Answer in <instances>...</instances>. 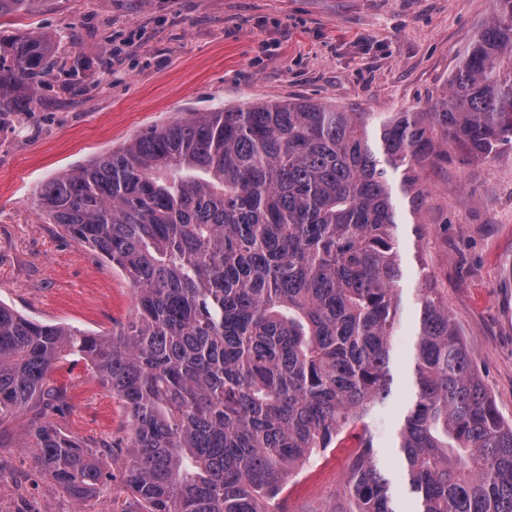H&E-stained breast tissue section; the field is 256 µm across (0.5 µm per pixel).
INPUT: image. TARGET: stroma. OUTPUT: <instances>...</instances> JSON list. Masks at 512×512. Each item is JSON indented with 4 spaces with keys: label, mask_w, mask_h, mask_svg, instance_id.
I'll use <instances>...</instances> for the list:
<instances>
[{
    "label": "stroma",
    "mask_w": 512,
    "mask_h": 512,
    "mask_svg": "<svg viewBox=\"0 0 512 512\" xmlns=\"http://www.w3.org/2000/svg\"><path fill=\"white\" fill-rule=\"evenodd\" d=\"M492 0H35L0 19V34L48 33L67 63H86L85 89L70 100L59 82L35 111L0 128V301L46 323L96 334L126 322L129 282L94 251L46 223L35 201L57 172L86 163L161 125L250 100H308L347 112H405L445 91L492 14ZM421 243L401 229L407 281L392 338L396 383L407 381L415 340L419 268L435 278L474 368L499 414L512 420V143L495 156L453 158L423 174ZM66 389L54 422L83 441L126 436L120 403L84 363H64ZM402 407L364 423L401 512H414L393 449ZM26 411L0 425V512H72L56 483L35 468ZM357 441L317 453L290 478L286 512H333Z\"/></svg>",
    "instance_id": "35a3bbf8"
}]
</instances>
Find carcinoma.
<instances>
[{
  "mask_svg": "<svg viewBox=\"0 0 512 512\" xmlns=\"http://www.w3.org/2000/svg\"><path fill=\"white\" fill-rule=\"evenodd\" d=\"M467 47L435 101L377 118L309 101H247L154 126L56 173L38 208L131 285L107 336L0 302V424L42 406L35 467L76 512L114 481L118 512H284L289 475L393 395L405 268L402 203L455 148L487 159L512 141V0ZM32 0H0V17ZM83 91L49 34L0 36V123L33 111L53 71ZM394 439L416 512H512V424L472 369L428 274ZM77 357L129 417L125 440L88 445L48 413L52 373ZM346 512H399L365 433Z\"/></svg>",
  "mask_w": 512,
  "mask_h": 512,
  "instance_id": "1",
  "label": "carcinoma"
}]
</instances>
